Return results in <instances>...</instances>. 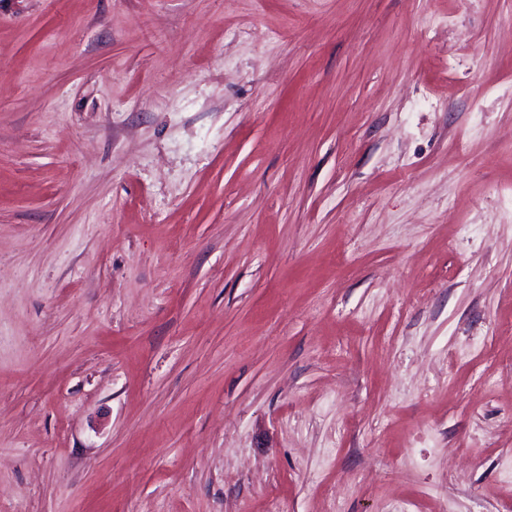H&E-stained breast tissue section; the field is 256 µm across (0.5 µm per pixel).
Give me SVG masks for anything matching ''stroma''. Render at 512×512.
<instances>
[{"mask_svg": "<svg viewBox=\"0 0 512 512\" xmlns=\"http://www.w3.org/2000/svg\"><path fill=\"white\" fill-rule=\"evenodd\" d=\"M0 512H512V0H0Z\"/></svg>", "mask_w": 512, "mask_h": 512, "instance_id": "stroma-1", "label": "stroma"}]
</instances>
